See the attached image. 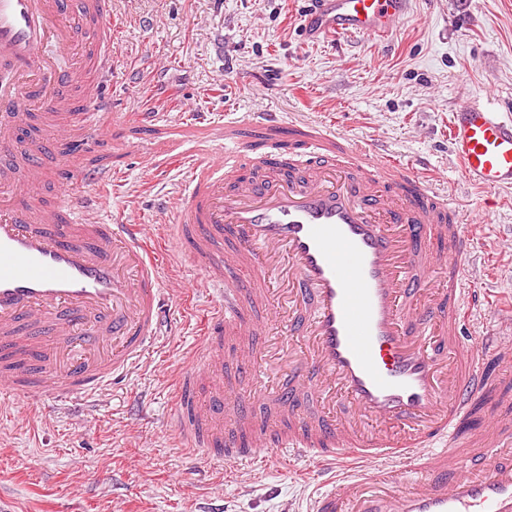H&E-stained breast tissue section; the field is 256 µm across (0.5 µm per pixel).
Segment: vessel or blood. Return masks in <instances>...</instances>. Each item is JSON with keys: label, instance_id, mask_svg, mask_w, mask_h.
Here are the masks:
<instances>
[{"label": "vessel or blood", "instance_id": "1", "mask_svg": "<svg viewBox=\"0 0 512 512\" xmlns=\"http://www.w3.org/2000/svg\"><path fill=\"white\" fill-rule=\"evenodd\" d=\"M410 6L316 0L303 31L383 38ZM112 72V0H0V389L94 396L158 347L163 297L212 291L170 413L191 454L304 459L326 483L308 512H512V410L476 409L498 390L486 364L512 371V313L463 344L480 293L465 285L459 205L368 142L261 113L260 139L212 125L171 223H140L131 207L104 223L111 172L66 159L93 150ZM449 138L468 183L512 187V118L473 97ZM79 182L96 192L72 195ZM159 239L201 280L165 282ZM228 359L279 371L276 387L225 380Z\"/></svg>", "mask_w": 512, "mask_h": 512}]
</instances>
